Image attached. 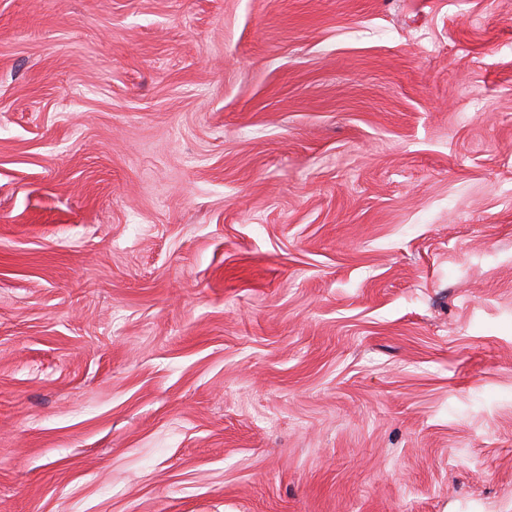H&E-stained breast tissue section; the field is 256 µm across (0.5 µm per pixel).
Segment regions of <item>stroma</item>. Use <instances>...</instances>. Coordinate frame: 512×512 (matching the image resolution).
I'll list each match as a JSON object with an SVG mask.
<instances>
[{
	"instance_id": "stroma-1",
	"label": "stroma",
	"mask_w": 512,
	"mask_h": 512,
	"mask_svg": "<svg viewBox=\"0 0 512 512\" xmlns=\"http://www.w3.org/2000/svg\"><path fill=\"white\" fill-rule=\"evenodd\" d=\"M0 512H512V0H0Z\"/></svg>"
}]
</instances>
